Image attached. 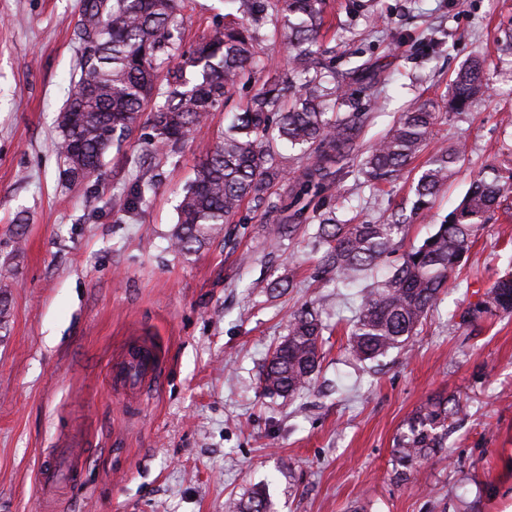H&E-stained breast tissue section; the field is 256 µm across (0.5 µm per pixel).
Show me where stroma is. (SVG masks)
<instances>
[{"label":"stroma","mask_w":512,"mask_h":512,"mask_svg":"<svg viewBox=\"0 0 512 512\" xmlns=\"http://www.w3.org/2000/svg\"><path fill=\"white\" fill-rule=\"evenodd\" d=\"M81 0H0V512H44V450L78 441L88 457L63 512H225L259 485L270 512H505L512 506V313L460 314L512 271V215L495 211L437 307L398 350L361 361L349 351L355 291L321 273L315 225L279 239L268 203L290 192L300 162L246 201L223 234L189 255L169 247L176 205L231 116L256 92L237 89L183 149L154 151L140 123L109 150L98 179L72 185L55 149L56 112L79 74ZM512 0H327L325 48L336 81L365 105L354 151L329 207L350 223L384 221L412 195L433 146L464 142L465 161L432 209L413 217L420 244L487 165L512 159V54L498 50ZM487 56L491 89L470 111L436 114L430 147L396 182L368 185L369 147L415 101L443 99L461 65ZM378 81L346 78L348 62ZM141 159L155 190L131 212L113 208ZM276 279L287 289L271 290ZM314 309L323 359L293 398L268 397L259 378L288 317ZM152 341L162 358L150 391L112 388L110 367ZM463 404L442 455L409 480L392 471L394 437L427 396Z\"/></svg>","instance_id":"1"}]
</instances>
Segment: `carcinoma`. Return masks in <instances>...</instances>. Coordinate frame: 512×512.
<instances>
[{"label":"carcinoma","mask_w":512,"mask_h":512,"mask_svg":"<svg viewBox=\"0 0 512 512\" xmlns=\"http://www.w3.org/2000/svg\"><path fill=\"white\" fill-rule=\"evenodd\" d=\"M233 11L214 24L201 42L183 50L182 0H82L76 36L80 77L55 118V147L66 181L80 185L96 178L110 147L121 145L152 103L147 123L155 148L175 154L212 112L255 75L264 82L224 131L222 140L195 171L177 206L170 236L181 254L197 251L224 229L243 202H264V192L288 169L280 147L299 151L306 161L301 179L275 208L293 224L319 220L326 250L320 268L351 282L397 250L406 233L396 217L383 223L364 220L338 224L323 212L339 163L354 149L363 124L361 112L334 113L346 104L345 92L328 78L333 61L321 43L325 0H227ZM283 30L288 75L258 55L261 30ZM489 89L484 55L464 64L450 83L448 110L463 112ZM438 104L417 103L400 113L386 135L368 151L361 171L374 184L398 179L430 139ZM465 159L461 145L439 146L421 168L411 214L430 208L433 199ZM155 188L137 173L122 201L133 210ZM512 189V167L489 165L466 195L422 244L403 252L384 280L364 289L350 332L352 352L371 360L407 346L440 302L449 276L462 266L468 245ZM512 313V273L499 277L461 314ZM322 324L308 309L288 317V334L271 353L260 383L264 394L291 396L309 384L322 352ZM459 405L428 397L403 422L394 439L393 470L405 480L424 461L440 453ZM231 512H267L258 490Z\"/></svg>","instance_id":"cac0c4a2"}]
</instances>
